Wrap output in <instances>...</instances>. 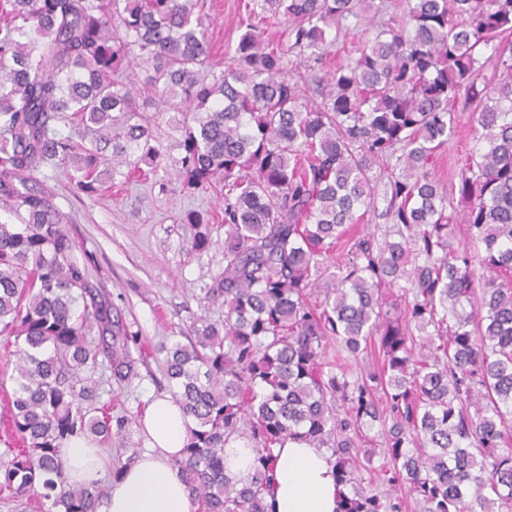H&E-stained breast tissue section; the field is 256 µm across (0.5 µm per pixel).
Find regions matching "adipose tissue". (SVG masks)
Masks as SVG:
<instances>
[{
    "instance_id": "adipose-tissue-1",
    "label": "adipose tissue",
    "mask_w": 512,
    "mask_h": 512,
    "mask_svg": "<svg viewBox=\"0 0 512 512\" xmlns=\"http://www.w3.org/2000/svg\"><path fill=\"white\" fill-rule=\"evenodd\" d=\"M187 418L168 395L147 406L142 425L146 451L113 481L107 512H194L187 485L174 462L187 442ZM70 481L89 484L107 462L97 443L75 438L61 450ZM273 479L265 493L273 512H336L345 488L336 480L335 460L324 448L289 437L274 450Z\"/></svg>"
}]
</instances>
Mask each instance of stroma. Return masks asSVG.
<instances>
[{"label": "stroma", "mask_w": 512, "mask_h": 512, "mask_svg": "<svg viewBox=\"0 0 512 512\" xmlns=\"http://www.w3.org/2000/svg\"><path fill=\"white\" fill-rule=\"evenodd\" d=\"M249 0H211L206 20L213 61H223L241 33L240 20ZM457 131L441 149L429 170L443 187L457 184L465 158L477 147L475 114L456 103ZM60 209L67 214L79 247L95 254L101 268L93 287L112 302V317L139 334L145 359L131 383L105 374L100 401L113 412L132 419L127 439L104 445L109 463L127 460L130 450L144 451L141 419L152 398L169 394L164 375L163 344L188 334L200 320L222 323L223 299L210 290L224 268V228L220 222L224 197L209 189L192 195L178 184L161 185L158 178L115 182L99 195L78 194L69 176L57 173L46 180ZM204 210L213 215L214 244L195 250L192 225L183 223L184 212Z\"/></svg>", "instance_id": "35a3bbf8"}]
</instances>
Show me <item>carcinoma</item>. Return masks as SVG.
I'll list each match as a JSON object with an SVG mask.
<instances>
[{"label": "carcinoma", "mask_w": 512, "mask_h": 512, "mask_svg": "<svg viewBox=\"0 0 512 512\" xmlns=\"http://www.w3.org/2000/svg\"><path fill=\"white\" fill-rule=\"evenodd\" d=\"M0 27V335L16 350L10 422L22 447L0 463V494L33 493L47 512H99L106 492L68 483L60 448L110 441L131 419L97 415L108 361L129 381L138 334L116 329L46 188L62 170L93 197L119 175L172 173L187 194L224 189V322L163 345L172 394L190 418L176 461L203 512H268L273 448L300 436L329 448L351 486L340 512H512V0H405L396 25L366 17L376 0H254L228 63L215 70L206 0H9ZM288 23L289 50L260 25ZM367 20L363 48L329 71L316 105L308 78L346 22ZM484 45L498 75L480 80ZM147 65L134 87L125 72ZM475 105L477 148L457 193L428 167L454 136L453 103ZM169 115L180 156L156 119ZM387 172L378 190L373 169ZM386 202L392 227L345 239ZM470 248L454 246L455 222ZM193 246L210 217L187 211ZM332 278L323 264L338 246ZM396 288L403 313L382 288ZM323 294L311 303L313 295ZM434 331H429V328ZM418 335H413L410 329ZM97 337H92V332ZM340 346L325 361L329 341ZM377 347L379 368L351 361ZM379 425L381 444L364 428ZM256 448L251 480L224 470V447ZM384 477L386 494L363 487Z\"/></svg>", "instance_id": "cac0c4a2"}]
</instances>
